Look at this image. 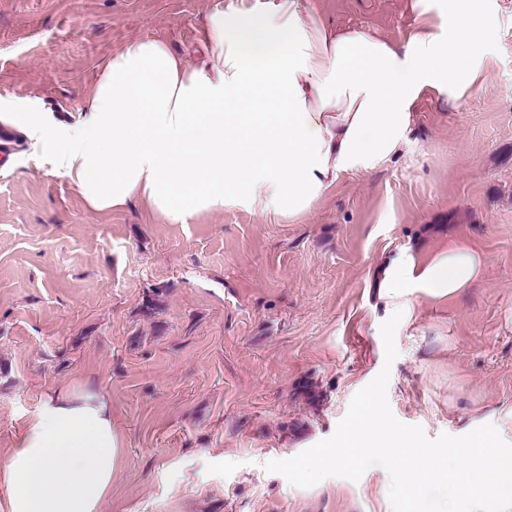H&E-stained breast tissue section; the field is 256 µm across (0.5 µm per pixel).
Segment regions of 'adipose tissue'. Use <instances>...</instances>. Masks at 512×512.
Returning a JSON list of instances; mask_svg holds the SVG:
<instances>
[{
	"label": "adipose tissue",
	"mask_w": 512,
	"mask_h": 512,
	"mask_svg": "<svg viewBox=\"0 0 512 512\" xmlns=\"http://www.w3.org/2000/svg\"><path fill=\"white\" fill-rule=\"evenodd\" d=\"M437 14L398 46L329 28L300 0L268 13L212 12L201 62L157 38L126 43L82 108L64 121L13 112L54 171L95 211L138 202L168 224L227 208L275 220L309 213L348 174L382 169L409 142L425 95L459 99L486 68L485 0H415ZM487 259L450 245L424 268L403 259L383 295L410 311L418 294L457 298ZM126 455L102 394L77 382L49 394L0 461V512H101Z\"/></svg>",
	"instance_id": "ef3b65f1"
}]
</instances>
